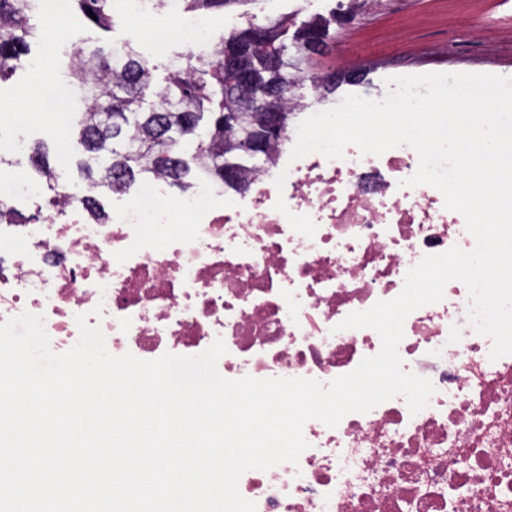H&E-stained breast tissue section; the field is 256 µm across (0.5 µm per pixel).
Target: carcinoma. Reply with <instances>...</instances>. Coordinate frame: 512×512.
<instances>
[{"label": "carcinoma", "instance_id": "1", "mask_svg": "<svg viewBox=\"0 0 512 512\" xmlns=\"http://www.w3.org/2000/svg\"><path fill=\"white\" fill-rule=\"evenodd\" d=\"M32 0H0V80L12 76L31 52L32 42L47 34L31 23ZM93 28L105 31L112 23V0H73ZM188 10L224 11L239 0H186ZM296 26L293 42L286 43L288 25ZM327 24L319 17L299 23L289 18L264 24L247 19V25L234 27L215 45L213 52L196 57L180 52L167 68L166 86L149 108H143L146 92L153 82L155 67L133 47L105 50L90 47L88 39L73 33L70 75L90 101L76 113L74 127L78 144L85 154L80 166L86 191L78 194L90 208V216L101 224L109 216L98 208V193L112 192L115 183L129 186L139 176H159L186 192L193 184L186 181L191 167L177 153L182 139L199 136L194 162L206 161L211 178L224 183V157L247 134L241 120L228 124L226 112H247L250 107L234 92L233 77L224 72V54L243 52L261 60L277 57L279 68L272 80L289 89L278 103L279 111L290 114L298 100L295 88L301 81V64L323 42ZM208 117L206 129L198 133L199 121ZM47 182L56 180L45 152L37 148L30 157Z\"/></svg>", "mask_w": 512, "mask_h": 512}]
</instances>
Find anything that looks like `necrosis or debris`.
Masks as SVG:
<instances>
[{
  "mask_svg": "<svg viewBox=\"0 0 512 512\" xmlns=\"http://www.w3.org/2000/svg\"><path fill=\"white\" fill-rule=\"evenodd\" d=\"M295 140L288 130L244 193L201 177L172 199L156 178L114 190L122 206L106 224L64 190L41 219L0 223V323L43 316L59 350L78 341L83 314L110 353L144 360L196 355L220 337L218 371L230 379L327 383L354 370L380 338L338 323L396 297L424 255L474 240L439 191L403 187L418 166L412 148L294 162ZM280 197L315 221L314 237L292 230ZM468 309L453 281L405 321L403 368L435 387L426 408L410 413L398 396L334 428L308 422L298 464L245 472L242 496L257 512H512V355L490 360Z\"/></svg>",
  "mask_w": 512,
  "mask_h": 512,
  "instance_id": "1",
  "label": "necrosis or debris"
}]
</instances>
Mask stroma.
<instances>
[{"mask_svg":"<svg viewBox=\"0 0 512 512\" xmlns=\"http://www.w3.org/2000/svg\"><path fill=\"white\" fill-rule=\"evenodd\" d=\"M248 11L259 19L292 16L326 20L329 31L325 47L305 62V72H358L357 80L337 83L328 97L337 105L345 95L368 97L387 93L386 78L396 75V60L406 57L418 70L440 73H482L494 67L497 75L512 77V0H368L359 17L342 21L340 0H250ZM42 30L52 34L78 32L90 37L92 45L111 47L132 44L156 64L153 91L165 85L168 56L156 55L143 26L122 14H115L110 31L89 28L76 6L65 17L45 22ZM40 45H32L23 66L0 82V111L21 108L31 120L23 126L0 127V139L23 142L27 150L37 143L50 149V160L67 154V169L58 171L59 184L74 185L81 177L77 145L61 148V137L70 135L75 114L83 101L60 109L57 75L66 72L68 56L59 52L43 61Z\"/></svg>","mask_w":512,"mask_h":512,"instance_id":"1","label":"stroma"}]
</instances>
